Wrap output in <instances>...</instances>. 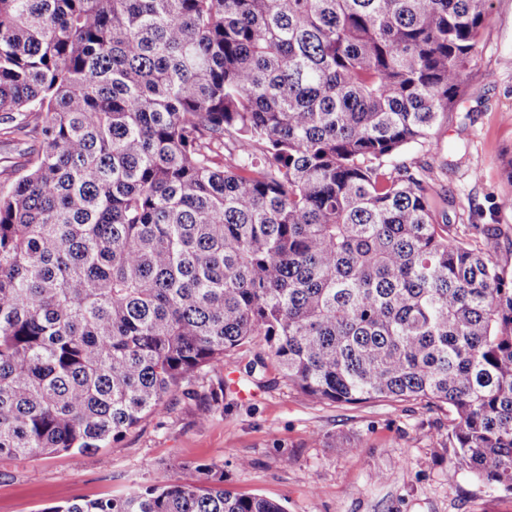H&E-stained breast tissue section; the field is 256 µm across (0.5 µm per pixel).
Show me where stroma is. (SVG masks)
Here are the masks:
<instances>
[{"label":"stroma","mask_w":512,"mask_h":512,"mask_svg":"<svg viewBox=\"0 0 512 512\" xmlns=\"http://www.w3.org/2000/svg\"><path fill=\"white\" fill-rule=\"evenodd\" d=\"M394 163L422 169L442 224L503 231L496 260L512 269V0H492L472 81L434 128ZM255 348L208 371L197 388L238 381L209 422L175 395L169 410L143 418L111 447L80 457H0V512H43L80 497L124 494L151 482L166 462L223 464L232 491L280 502L286 512H512V496L459 475L446 478L438 446L443 412L412 403L337 405L311 399L268 363L247 380ZM358 444L342 452L339 442Z\"/></svg>","instance_id":"35a3bbf8"}]
</instances>
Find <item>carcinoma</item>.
I'll list each match as a JSON object with an SVG mask.
<instances>
[{"instance_id": "cac0c4a2", "label": "carcinoma", "mask_w": 512, "mask_h": 512, "mask_svg": "<svg viewBox=\"0 0 512 512\" xmlns=\"http://www.w3.org/2000/svg\"><path fill=\"white\" fill-rule=\"evenodd\" d=\"M491 0H0V457L106 448L243 347L336 404L444 410L512 495V272L423 173ZM194 472L191 482L176 478ZM168 462L43 512H285Z\"/></svg>"}]
</instances>
